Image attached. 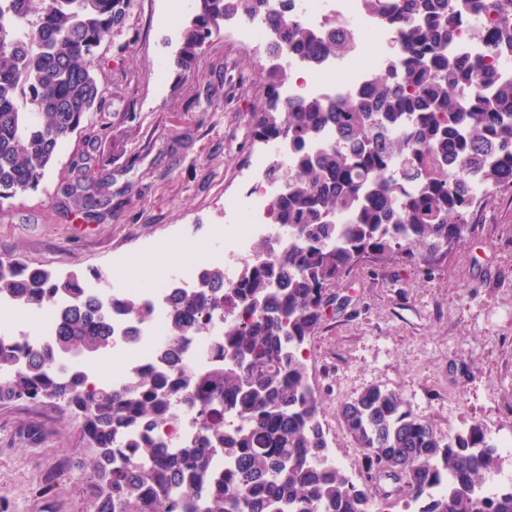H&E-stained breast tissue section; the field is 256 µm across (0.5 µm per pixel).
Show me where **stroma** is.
<instances>
[{
	"label": "stroma",
	"instance_id": "stroma-1",
	"mask_svg": "<svg viewBox=\"0 0 512 512\" xmlns=\"http://www.w3.org/2000/svg\"><path fill=\"white\" fill-rule=\"evenodd\" d=\"M191 15L178 0H132L92 63L101 107L37 191L0 205V257L130 283L201 257L264 149L248 120L264 103L266 57L232 21L194 70H177ZM78 181L105 202L101 219L82 220L61 195ZM473 222L434 270L368 258L330 288L336 303L304 355L328 440L352 475L360 453L337 410L372 385L400 389L444 433L478 424L512 435V192ZM92 456L55 401L0 403V512H89Z\"/></svg>",
	"mask_w": 512,
	"mask_h": 512
}]
</instances>
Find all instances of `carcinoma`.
Instances as JSON below:
<instances>
[{"instance_id":"carcinoma-1","label":"carcinoma","mask_w":512,"mask_h":512,"mask_svg":"<svg viewBox=\"0 0 512 512\" xmlns=\"http://www.w3.org/2000/svg\"><path fill=\"white\" fill-rule=\"evenodd\" d=\"M293 2L195 0L173 58L193 70L225 19L263 13L278 31L250 129L292 155L291 165L274 157L266 168L268 180L285 182L272 222L287 230L288 247L259 241L234 282L214 265L202 267V289L172 282L170 341L121 388L90 381L88 371L112 351V293L88 291L77 274L62 279L0 258V295L55 323L38 347L0 337V402L53 399L79 421L94 449L91 512H370L371 474L391 481L408 510L512 512V493L481 492L505 462L486 431L446 436L397 389L370 386L340 405L363 455L362 481L353 482L328 458L322 398L302 356L334 300L329 287L362 259L433 267L489 203L468 182L512 191V79L497 66L512 57V0H362L380 25L399 30L388 67L342 98L284 100L288 68L278 53L320 66L356 45L343 21L317 30L289 19ZM130 5L0 0V206L37 190L102 105L91 62ZM474 8L485 19L478 61L454 48ZM220 310L224 339L211 365L186 368V339ZM124 311L140 321L151 314L135 298ZM178 408L195 416V435L182 444L158 432ZM217 450L227 460L222 473L211 463Z\"/></svg>"}]
</instances>
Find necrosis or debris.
I'll list each match as a JSON object with an SVG mask.
<instances>
[{"label":"necrosis or debris","mask_w":512,"mask_h":512,"mask_svg":"<svg viewBox=\"0 0 512 512\" xmlns=\"http://www.w3.org/2000/svg\"><path fill=\"white\" fill-rule=\"evenodd\" d=\"M290 17L315 28L331 18L348 21L361 43L375 38L391 47L398 38L396 32L377 28L374 19L363 12L361 0H295ZM383 59L379 51L368 55L353 52L309 71L306 78L283 85L280 94L302 97L344 93L366 83L381 68ZM265 168L263 157H256L250 164L249 181L224 207L225 224L217 232L223 245L221 250L211 252L210 257L212 263L223 266L226 280L236 279L238 267L251 256L255 240L267 238L283 244L288 241L285 229L271 221L272 204L281 187L266 179ZM197 271V264H186L176 274L160 276L152 287L136 291L127 284L113 286L112 293L119 299L138 292L142 302L151 307L152 316L141 324L138 338L131 341L125 334L127 316L121 306H113L112 332L116 339L113 355L118 365L112 371V386L123 385L132 370H142L150 365L156 350L168 340L164 303L168 288L175 279L193 283ZM0 308L8 312L7 317L0 319V336L13 338L25 346L42 344L50 339L53 332L51 318L42 315L37 321H29L23 305L8 298H0Z\"/></svg>","instance_id":"1"}]
</instances>
